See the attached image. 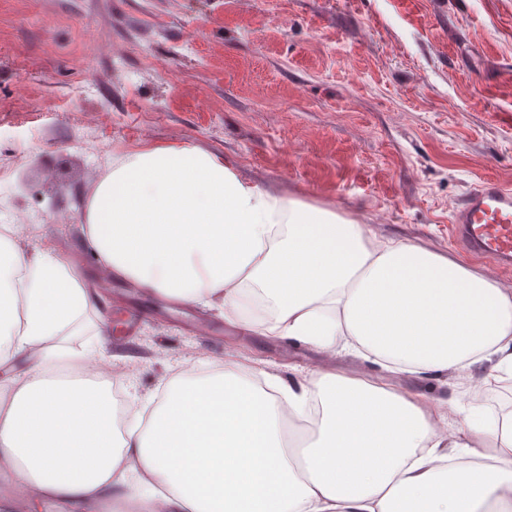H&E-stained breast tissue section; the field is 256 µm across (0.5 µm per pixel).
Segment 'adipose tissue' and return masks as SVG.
Returning <instances> with one entry per match:
<instances>
[{"label": "adipose tissue", "mask_w": 512, "mask_h": 512, "mask_svg": "<svg viewBox=\"0 0 512 512\" xmlns=\"http://www.w3.org/2000/svg\"><path fill=\"white\" fill-rule=\"evenodd\" d=\"M110 274L246 329L379 367L261 380L238 363L189 370L115 427L110 379L45 368L85 327L93 293L47 251L0 232V503L80 512H512V414L433 421L422 391L489 363L512 375V287L336 211L243 181L202 148L113 158L83 209Z\"/></svg>", "instance_id": "adipose-tissue-1"}]
</instances>
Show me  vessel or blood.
<instances>
[{
  "label": "vessel or blood",
  "instance_id": "vessel-or-blood-1",
  "mask_svg": "<svg viewBox=\"0 0 512 512\" xmlns=\"http://www.w3.org/2000/svg\"><path fill=\"white\" fill-rule=\"evenodd\" d=\"M450 237L477 258L512 270V186L484 180L470 189L453 213Z\"/></svg>",
  "mask_w": 512,
  "mask_h": 512
}]
</instances>
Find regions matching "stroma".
<instances>
[{
    "instance_id": "obj_1",
    "label": "stroma",
    "mask_w": 512,
    "mask_h": 512,
    "mask_svg": "<svg viewBox=\"0 0 512 512\" xmlns=\"http://www.w3.org/2000/svg\"><path fill=\"white\" fill-rule=\"evenodd\" d=\"M155 146L203 148L377 239L465 259L457 205L481 180L512 184V0H0V225L82 264L89 321L141 313L104 346L117 408L214 361L363 375L88 260L82 200L113 157ZM391 385L451 400L456 420L512 397V378L474 397L452 370Z\"/></svg>"
}]
</instances>
